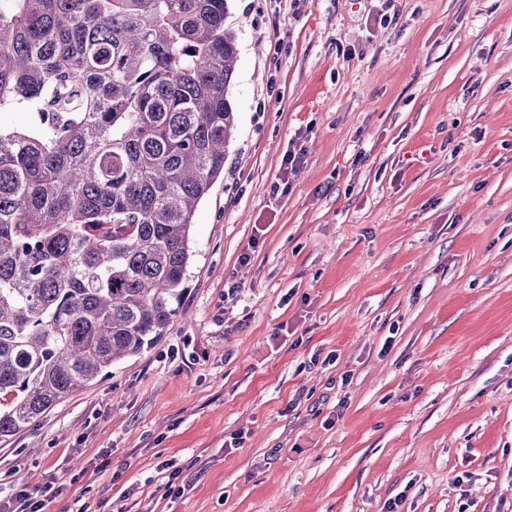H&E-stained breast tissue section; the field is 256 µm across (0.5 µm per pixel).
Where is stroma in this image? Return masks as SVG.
I'll return each mask as SVG.
<instances>
[{
	"instance_id": "35a3bbf8",
	"label": "stroma",
	"mask_w": 512,
	"mask_h": 512,
	"mask_svg": "<svg viewBox=\"0 0 512 512\" xmlns=\"http://www.w3.org/2000/svg\"><path fill=\"white\" fill-rule=\"evenodd\" d=\"M226 23L236 127L182 313L0 441V498L512 512V0H231ZM63 483H58L54 478L50 481L38 482L31 485L28 482H21L16 485L12 502L13 508L4 510L0 502L2 512H47L50 504L61 495Z\"/></svg>"
}]
</instances>
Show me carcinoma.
I'll return each instance as SVG.
<instances>
[{
	"label": "carcinoma",
	"instance_id": "cac0c4a2",
	"mask_svg": "<svg viewBox=\"0 0 512 512\" xmlns=\"http://www.w3.org/2000/svg\"><path fill=\"white\" fill-rule=\"evenodd\" d=\"M229 0H0V438L179 313L224 173Z\"/></svg>",
	"mask_w": 512,
	"mask_h": 512
}]
</instances>
